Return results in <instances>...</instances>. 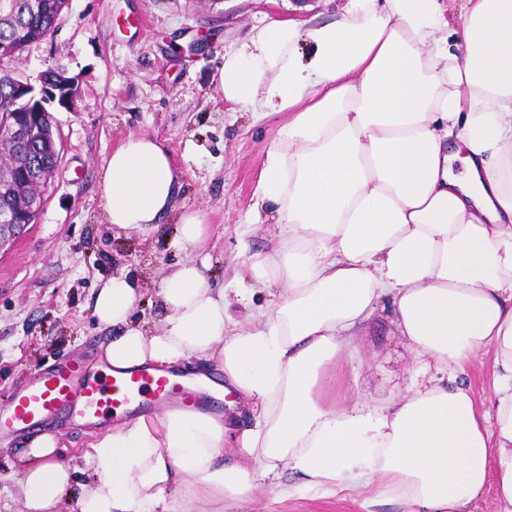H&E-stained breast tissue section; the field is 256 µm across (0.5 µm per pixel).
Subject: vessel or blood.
Returning a JSON list of instances; mask_svg holds the SVG:
<instances>
[{
    "label": "vessel or blood",
    "instance_id": "b4317fda",
    "mask_svg": "<svg viewBox=\"0 0 512 512\" xmlns=\"http://www.w3.org/2000/svg\"><path fill=\"white\" fill-rule=\"evenodd\" d=\"M177 402H191L178 380L147 368L91 373L84 355L72 354L46 365L14 390L0 406V434L34 433L52 421L91 423L118 410L142 414Z\"/></svg>",
    "mask_w": 512,
    "mask_h": 512
}]
</instances>
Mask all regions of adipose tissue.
Returning a JSON list of instances; mask_svg holds the SVG:
<instances>
[{
    "label": "adipose tissue",
    "mask_w": 512,
    "mask_h": 512,
    "mask_svg": "<svg viewBox=\"0 0 512 512\" xmlns=\"http://www.w3.org/2000/svg\"><path fill=\"white\" fill-rule=\"evenodd\" d=\"M307 51H300V44ZM224 100L261 120L285 114L257 183L277 241L249 258L251 281L211 287L189 260L158 292L160 334L133 322L136 290L102 281L104 372L179 374L218 361L249 418L224 458L222 417L178 408L104 427L85 454L92 480L71 512H195L259 486L348 491L405 512H473L494 484L512 512V0H348L335 21H275L230 48ZM177 174L156 139L105 159L98 206L119 231H146L172 206ZM284 284L272 307L256 292ZM429 373L399 400L344 406L329 365L360 346L378 302ZM492 358L479 411L458 382ZM56 434L18 454L27 512H59L76 480Z\"/></svg>",
    "instance_id": "obj_1"
}]
</instances>
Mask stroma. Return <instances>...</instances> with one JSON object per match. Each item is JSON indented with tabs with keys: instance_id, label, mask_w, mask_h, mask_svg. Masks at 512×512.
<instances>
[{
	"instance_id": "35a3bbf8",
	"label": "stroma",
	"mask_w": 512,
	"mask_h": 512,
	"mask_svg": "<svg viewBox=\"0 0 512 512\" xmlns=\"http://www.w3.org/2000/svg\"><path fill=\"white\" fill-rule=\"evenodd\" d=\"M346 0H69L51 37L31 43L13 67L37 82L47 68L77 77L74 110L51 106L63 151L36 224L0 249V404L54 359L93 347L102 357L107 332L92 314L100 280L124 276L137 288L132 317L160 333L158 302L164 277L188 259H207L211 283L249 278L250 253L277 240V215L266 206L250 223L267 146L283 115L254 121L217 89L224 52L254 27L288 19L321 23L342 15ZM147 135L170 152L178 176L174 203L150 232L113 231L98 208L104 160L124 139ZM199 212L207 232L195 246L174 247L182 215ZM363 365L348 374L351 396L387 404L417 379L414 352L399 336L389 307L377 305L360 330ZM79 482L93 429L54 426ZM26 438L0 435V512H25L21 476L12 460ZM197 512H366L345 492L280 495L265 487L249 499L200 502Z\"/></svg>"
}]
</instances>
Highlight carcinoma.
<instances>
[{
    "label": "carcinoma",
    "instance_id": "carcinoma-1",
    "mask_svg": "<svg viewBox=\"0 0 512 512\" xmlns=\"http://www.w3.org/2000/svg\"><path fill=\"white\" fill-rule=\"evenodd\" d=\"M64 0H0V46L12 50L17 57L26 46L51 35L62 12ZM9 68L0 61V134L4 118L13 114L41 125H47L50 113L37 112L36 105H25L12 82L7 79ZM9 161L3 170V180L14 185L17 174L24 171L32 176L42 166H51L53 156L43 144L31 140L8 146Z\"/></svg>",
    "mask_w": 512,
    "mask_h": 512
}]
</instances>
